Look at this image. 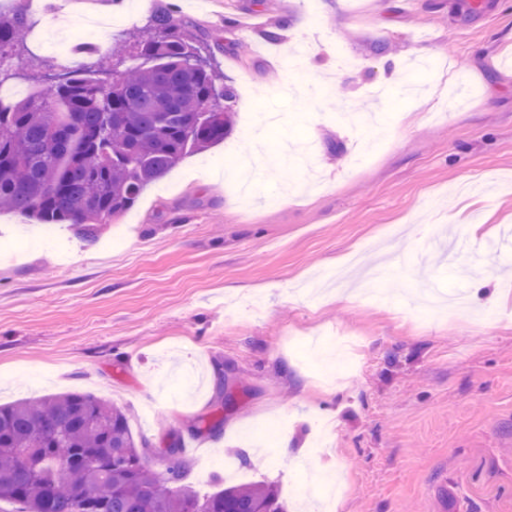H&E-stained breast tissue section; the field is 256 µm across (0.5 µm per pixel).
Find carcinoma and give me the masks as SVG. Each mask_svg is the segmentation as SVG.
Wrapping results in <instances>:
<instances>
[{
    "label": "carcinoma",
    "mask_w": 512,
    "mask_h": 512,
    "mask_svg": "<svg viewBox=\"0 0 512 512\" xmlns=\"http://www.w3.org/2000/svg\"><path fill=\"white\" fill-rule=\"evenodd\" d=\"M22 13L0 15V58L19 42ZM142 63L102 84L74 70L45 93L0 109V208L72 224L83 241L131 208L185 155L224 140L235 89L193 62L173 15L153 18ZM153 459L127 411L84 392L0 405V502L20 512H286L278 489L211 493L181 485L186 468Z\"/></svg>",
    "instance_id": "obj_1"
}]
</instances>
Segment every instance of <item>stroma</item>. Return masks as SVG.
Returning <instances> with one entry per match:
<instances>
[{
	"instance_id": "stroma-1",
	"label": "stroma",
	"mask_w": 512,
	"mask_h": 512,
	"mask_svg": "<svg viewBox=\"0 0 512 512\" xmlns=\"http://www.w3.org/2000/svg\"><path fill=\"white\" fill-rule=\"evenodd\" d=\"M72 2L173 10L235 123L98 245L0 211V403L93 394L288 512H512V0Z\"/></svg>"
}]
</instances>
